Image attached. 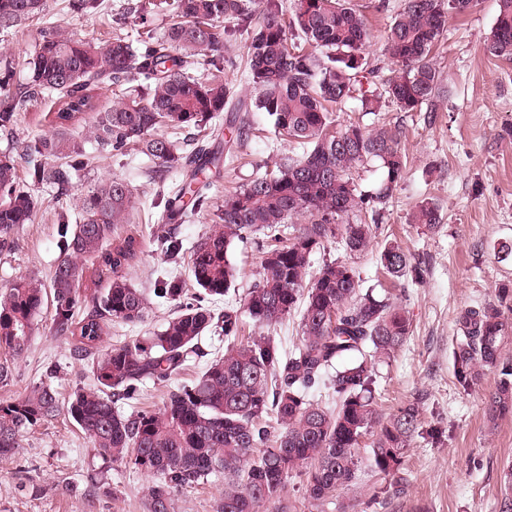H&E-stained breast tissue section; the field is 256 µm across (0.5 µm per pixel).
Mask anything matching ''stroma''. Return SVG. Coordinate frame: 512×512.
<instances>
[{"label":"stroma","instance_id":"35a3bbf8","mask_svg":"<svg viewBox=\"0 0 512 512\" xmlns=\"http://www.w3.org/2000/svg\"><path fill=\"white\" fill-rule=\"evenodd\" d=\"M72 0H47L40 21L12 32L0 33V59L12 60L17 77H24L40 26H56L66 34L103 42L116 29L111 21L125 0H103L95 12L77 11ZM374 37L364 56L371 66L390 69L383 51L382 34L400 11L403 0H360ZM498 0H477L471 11L448 18V32L435 52L439 73L438 93L430 111L403 112L395 105L385 110L402 131L406 156L405 175L382 212L372 247L354 260L366 285L391 287L378 265L382 246L398 241L426 266L417 283H406L402 300L411 330L394 359L378 366L377 409L390 416L408 402L420 406L419 431L411 441L401 480L377 475L364 468L355 490L339 491L340 501L357 505L360 512H498L504 495V470L512 465V415L489 420L484 401L499 377L484 373L471 390H463L453 375L452 351L459 312L485 302L504 301L512 307V256L498 252L512 242V60L484 52L491 38ZM233 35L226 45L236 67L215 72L205 66L199 78L220 76L239 95L247 96L242 64L246 56L236 21L225 23ZM42 100L23 115L12 133H0V151L22 148L25 140L51 134ZM251 131L236 157L225 162L208 192L210 202L192 222L176 227L184 247L201 240L217 221L224 197L253 178L260 168L273 166L301 149L290 141H270L266 113L249 115ZM150 162L137 147L125 154L105 157L88 168L78 186L63 196L46 187L32 186L26 166H18L20 186L35 196L32 223L20 225L11 252L0 253V288L20 277L49 283L60 253V218L75 216L83 187L117 178L133 190L135 221L121 225V233H134L146 244L140 259L126 268V278L146 296L151 309L145 322L117 324L103 340L120 344L162 328L177 305L155 298L157 279L183 274L186 259L171 260L157 252L147 238L153 228L155 187L147 171ZM436 202L441 222L428 228L409 223L410 213L423 200ZM262 241L234 243V284L216 310L239 306L258 281ZM38 329L27 352L5 358L12 376L0 384V400L24 394L32 386L48 383L60 404L92 381L90 366L72 355L64 338L55 336L54 308L45 305L37 318ZM69 484L70 492L59 489ZM146 476L123 465L104 464L94 456L79 426L67 413L37 425L24 434L15 456L0 458V512H146Z\"/></svg>","mask_w":512,"mask_h":512}]
</instances>
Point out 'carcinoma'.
Returning a JSON list of instances; mask_svg holds the SVG:
<instances>
[{
    "instance_id": "cac0c4a2",
    "label": "carcinoma",
    "mask_w": 512,
    "mask_h": 512,
    "mask_svg": "<svg viewBox=\"0 0 512 512\" xmlns=\"http://www.w3.org/2000/svg\"><path fill=\"white\" fill-rule=\"evenodd\" d=\"M475 0H404L389 24L385 51L394 64L383 92L363 90V49L370 31L354 0H293L289 21L278 0H159L176 20L160 36L150 30L138 40L117 34L104 42L67 37L42 27L27 62V77L8 89L13 73L0 61V130L10 131L28 106L51 99L47 112L54 133L25 142L21 153H0V251H9L15 230L32 221L34 198L17 183V165H28L35 183L57 190L72 186L93 157L71 131L90 134L100 154L119 155L141 146L154 164L155 206L163 207L153 242L173 258L183 251L173 224L197 215L203 189L219 168L221 144L242 141L251 112H264L278 138L305 146L224 197L219 223L189 252L188 268L199 291L187 296L176 277L164 279L155 296L179 302L178 313L152 336L101 347L112 324L144 321L147 299L120 274L142 251L141 238L117 234L133 219V193L119 179L101 180L81 194L71 232L55 264L50 288L54 328L73 355L90 362L93 381L78 388L66 407L95 455L152 478L147 512H174L175 496L209 477L224 475L214 512H285L278 505L290 474L304 465L307 493L322 505L339 490H352L362 458L359 441L369 433L370 467L385 476L401 473L420 424L419 406L407 403L387 421L376 409L375 365L391 358L410 333L402 306L374 288L361 287L358 269L334 259L310 271L311 255L335 243L349 256L365 253L380 208L393 197L406 172L400 130L378 120L335 123L333 106L360 94L362 115L380 116L383 101L414 112L434 98L439 74L433 51L451 14L470 11ZM46 0H0V31L41 18ZM238 21L247 36L248 99L224 81H204L202 66L234 64L224 49ZM493 56L512 58V0H498ZM109 82L121 93L100 104L94 87ZM209 127L210 141L189 155L179 152L163 129ZM377 161L384 178L371 191H357L350 171ZM184 179L165 186L169 169ZM305 216L308 222L294 224ZM439 206L425 201L409 223H440ZM260 233L268 241L262 274L240 307L217 314L212 304L228 293L235 276L229 258L234 241ZM379 263L390 276L418 281L420 264L389 242ZM106 287L88 288L89 267ZM46 289L21 277L0 289V352L23 355L36 332ZM300 311L299 342L286 351L272 336L242 340L243 317L271 326ZM220 330L227 350L216 355L190 385H171L197 354L199 340ZM453 351L456 382L471 388L495 372L496 390L485 399L486 415L512 414V363L502 343L512 319L502 305L467 307L456 318ZM149 383L167 388L157 411L121 412L118 403L141 396ZM60 411L54 388L41 383L25 395L0 401V456L15 454L19 438Z\"/></svg>"
}]
</instances>
